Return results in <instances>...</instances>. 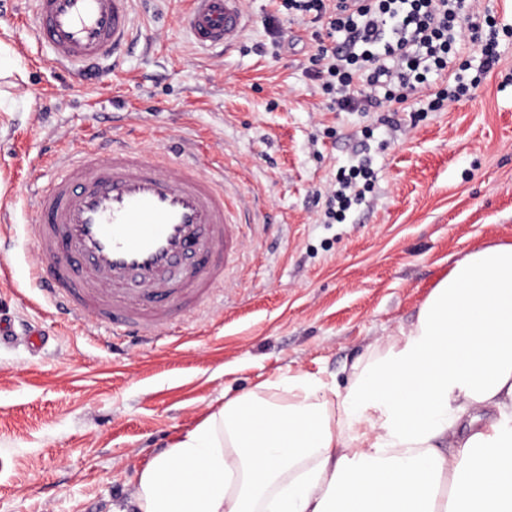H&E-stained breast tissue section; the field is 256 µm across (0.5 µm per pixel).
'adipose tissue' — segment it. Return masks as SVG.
<instances>
[{"instance_id": "obj_1", "label": "adipose tissue", "mask_w": 512, "mask_h": 512, "mask_svg": "<svg viewBox=\"0 0 512 512\" xmlns=\"http://www.w3.org/2000/svg\"><path fill=\"white\" fill-rule=\"evenodd\" d=\"M131 512H512V244L465 255L345 390L292 370L138 473Z\"/></svg>"}]
</instances>
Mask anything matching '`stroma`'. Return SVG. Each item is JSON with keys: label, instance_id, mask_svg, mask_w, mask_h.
<instances>
[{"label": "stroma", "instance_id": "35a3bbf8", "mask_svg": "<svg viewBox=\"0 0 512 512\" xmlns=\"http://www.w3.org/2000/svg\"><path fill=\"white\" fill-rule=\"evenodd\" d=\"M186 7L134 0L138 44L100 82L50 61L32 0H0V321L15 331L0 342V512L124 507L176 434L291 368L345 388V366L410 327L456 261L512 243V40L471 97L395 132L328 110L305 72L314 43L277 0H246L252 22L221 57L196 47ZM114 138L171 155L196 143L258 204L238 272L175 344L76 322L35 277L25 193L57 156ZM362 161L374 187L325 223L338 169Z\"/></svg>", "mask_w": 512, "mask_h": 512}]
</instances>
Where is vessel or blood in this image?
Returning <instances> with one entry per match:
<instances>
[{"instance_id":"b4317fda","label":"vessel or blood","mask_w":512,"mask_h":512,"mask_svg":"<svg viewBox=\"0 0 512 512\" xmlns=\"http://www.w3.org/2000/svg\"><path fill=\"white\" fill-rule=\"evenodd\" d=\"M133 0H33L39 40L73 75L119 62L134 39ZM246 0H189L182 23L203 49L233 47ZM30 199L43 290L74 319L150 343L196 317L240 258L242 199L201 170L117 143L61 163Z\"/></svg>"}]
</instances>
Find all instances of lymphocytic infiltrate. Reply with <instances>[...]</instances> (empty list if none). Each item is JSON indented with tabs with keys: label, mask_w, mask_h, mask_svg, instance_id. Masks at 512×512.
<instances>
[{
	"label": "lymphocytic infiltrate",
	"mask_w": 512,
	"mask_h": 512,
	"mask_svg": "<svg viewBox=\"0 0 512 512\" xmlns=\"http://www.w3.org/2000/svg\"><path fill=\"white\" fill-rule=\"evenodd\" d=\"M466 0H279V9L310 31L317 48L308 58L329 107L339 112L380 111L379 121L398 128L410 96L426 89V105L412 121L424 120L469 96L474 84L450 79L465 69L458 22ZM376 177L371 165L339 169L326 201V216L343 221L363 200Z\"/></svg>",
	"instance_id": "obj_1"
}]
</instances>
